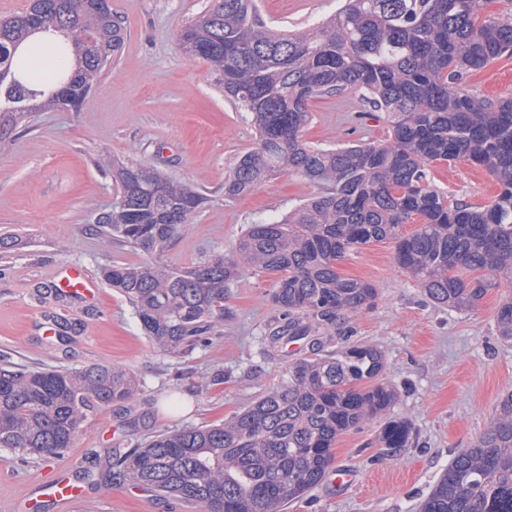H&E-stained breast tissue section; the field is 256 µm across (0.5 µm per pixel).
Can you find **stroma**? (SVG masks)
<instances>
[{
  "instance_id": "35a3bbf8",
  "label": "stroma",
  "mask_w": 512,
  "mask_h": 512,
  "mask_svg": "<svg viewBox=\"0 0 512 512\" xmlns=\"http://www.w3.org/2000/svg\"><path fill=\"white\" fill-rule=\"evenodd\" d=\"M209 3L111 0L124 43L82 108L33 112L0 142V236L14 239L0 250V355L62 371L113 366L137 383L130 400L94 411L64 454L31 457L0 448V512L12 503L18 512H57L38 488L60 468L90 493L79 512H195L176 498L110 478L109 448L222 423L287 383L290 360L309 354L304 346L284 348L273 359L262 354L264 332L279 315L269 273L242 274L224 298L220 334L179 356L158 352L109 286H102L95 308L51 292L65 265L98 277L114 263L146 260L96 231V216L112 205L113 160L156 168L206 194V206L163 256L173 267L231 251L249 225L315 194L305 178L281 174L244 198H225V176L256 137L208 64L177 46L179 31ZM337 6V0H260L269 23L298 30ZM467 87L481 97L512 99V57L472 72ZM310 112L304 137L315 146L382 142L389 135L384 114L366 113L353 96L313 101ZM435 178L450 198L475 206L490 205L498 193L496 179L467 161L436 169ZM338 270L377 290L373 306L352 319L355 337L382 352L384 380L398 396L394 413L411 422L414 438L407 448L384 447L377 420L342 434L331 467L352 472L353 483L323 480L286 512H419L454 455L484 431L502 395L512 391V341L496 328L512 283L500 282L467 311L435 305L397 266L388 240L345 257ZM45 317L57 323V334L42 335Z\"/></svg>"
}]
</instances>
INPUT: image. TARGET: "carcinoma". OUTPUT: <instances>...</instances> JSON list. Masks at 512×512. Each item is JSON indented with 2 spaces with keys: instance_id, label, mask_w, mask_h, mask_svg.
I'll return each instance as SVG.
<instances>
[{
  "instance_id": "obj_1",
  "label": "carcinoma",
  "mask_w": 512,
  "mask_h": 512,
  "mask_svg": "<svg viewBox=\"0 0 512 512\" xmlns=\"http://www.w3.org/2000/svg\"><path fill=\"white\" fill-rule=\"evenodd\" d=\"M484 0H341L336 14L302 32L269 28L256 0H212L179 34L182 52L206 61L230 99L251 117L256 147L224 178L237 199L281 173L319 192L280 218L251 224L228 253L176 268L155 257L186 231L206 197L141 164L115 172V201L99 233L152 258L114 264L107 284L130 305L162 351L194 349L224 326V295L244 272L275 273L282 318L268 327L265 353L305 341L326 351L289 364L288 384L271 389L220 425L156 435L144 448L109 452L112 478L201 512H284L325 477L336 439L383 420L387 448H407L412 424L392 415L397 394L381 381L384 360L352 341L353 315L377 289L346 278L338 262L390 240L395 261L435 303L474 307L497 280L512 281V100L471 93L465 75L512 56V13L482 19ZM58 35L72 70L30 84L25 58ZM109 0H30L0 18V141L31 112H77L123 43ZM356 96L382 112V143L313 146L303 139L310 102ZM467 160L498 181L492 204L448 199L434 183L441 162ZM419 221L416 229L404 225ZM512 339V299L496 314ZM125 370L89 365L72 372L0 366V448L56 455L72 447L95 409L132 398ZM419 512H512V393L487 428L454 457Z\"/></svg>"
}]
</instances>
